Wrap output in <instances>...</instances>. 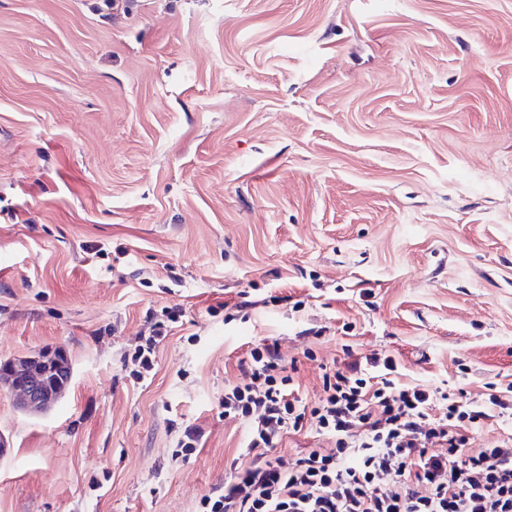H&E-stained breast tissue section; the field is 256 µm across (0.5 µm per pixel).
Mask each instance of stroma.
<instances>
[{
    "mask_svg": "<svg viewBox=\"0 0 512 512\" xmlns=\"http://www.w3.org/2000/svg\"><path fill=\"white\" fill-rule=\"evenodd\" d=\"M267 338L310 400L347 347L512 388V0H0V362L72 369L0 387V512H197ZM181 313L182 309L176 306L166 314L167 320L155 321L151 326V336L146 339L145 345H139L131 355V363L135 367L132 374L137 381L146 379L147 375L154 369L156 347L160 341L169 336L174 327L172 324L178 323ZM66 369L65 362L55 357L25 356L0 363V384L15 393L22 407L46 409L60 391V385L50 381L51 374Z\"/></svg>",
    "mask_w": 512,
    "mask_h": 512,
    "instance_id": "35a3bbf8",
    "label": "stroma"
}]
</instances>
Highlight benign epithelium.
<instances>
[{
    "label": "benign epithelium",
    "mask_w": 512,
    "mask_h": 512,
    "mask_svg": "<svg viewBox=\"0 0 512 512\" xmlns=\"http://www.w3.org/2000/svg\"><path fill=\"white\" fill-rule=\"evenodd\" d=\"M66 370L55 357L25 356L0 363V384L18 397L26 409H46L57 398L60 385L50 381L51 374Z\"/></svg>",
    "instance_id": "benign-epithelium-1"
}]
</instances>
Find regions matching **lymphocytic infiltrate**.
I'll return each mask as SVG.
<instances>
[{
  "label": "lymphocytic infiltrate",
  "instance_id": "1",
  "mask_svg": "<svg viewBox=\"0 0 512 512\" xmlns=\"http://www.w3.org/2000/svg\"><path fill=\"white\" fill-rule=\"evenodd\" d=\"M182 313L155 321L131 356L132 374L153 370L157 345ZM244 382L224 388V415L244 421L247 462L200 500L201 512H512V435L470 449L469 431L512 408L436 395L398 384L390 356L344 358L322 376V393L307 402L277 343L253 347L240 362ZM313 431L328 445L286 459L272 456L283 436Z\"/></svg>",
  "mask_w": 512,
  "mask_h": 512
}]
</instances>
